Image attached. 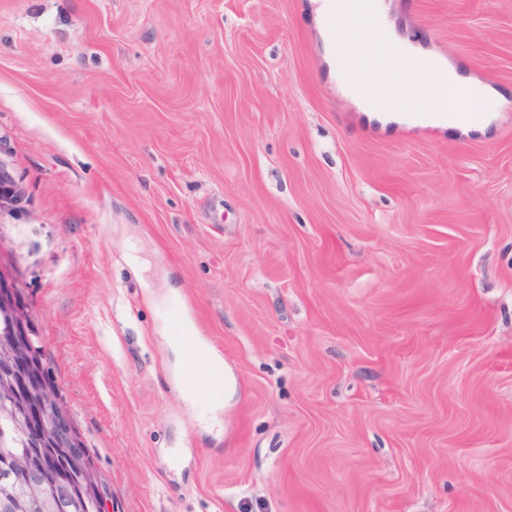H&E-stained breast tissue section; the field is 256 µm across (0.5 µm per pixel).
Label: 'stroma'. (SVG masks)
<instances>
[{
  "mask_svg": "<svg viewBox=\"0 0 512 512\" xmlns=\"http://www.w3.org/2000/svg\"><path fill=\"white\" fill-rule=\"evenodd\" d=\"M384 2L488 127L369 118L315 0H0V254L107 512H512V0ZM189 336L178 342H172V348L177 351L193 349L198 353V361L203 366L222 364L221 359L212 349L207 346L196 344L193 340V332L188 330ZM223 365V364H222ZM189 357L193 363L184 378L186 387L190 390H205L219 387L224 382V370L221 366H212L210 370L195 366V357L190 353Z\"/></svg>",
  "mask_w": 512,
  "mask_h": 512,
  "instance_id": "1",
  "label": "stroma"
}]
</instances>
